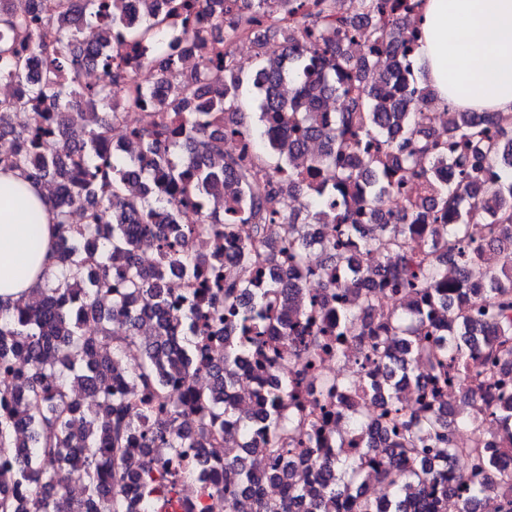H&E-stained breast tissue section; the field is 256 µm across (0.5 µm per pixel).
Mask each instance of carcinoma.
Wrapping results in <instances>:
<instances>
[{
  "label": "carcinoma",
  "mask_w": 512,
  "mask_h": 512,
  "mask_svg": "<svg viewBox=\"0 0 512 512\" xmlns=\"http://www.w3.org/2000/svg\"><path fill=\"white\" fill-rule=\"evenodd\" d=\"M418 2L138 0L135 14L127 0H31L30 9L0 0V81L15 86L0 99V168L61 191L40 306L0 302V378L19 381L16 394L0 388V512H27L21 491L39 512H161L184 480L211 499L205 512H448L450 494L461 512H478L491 494L512 512V388L499 370L512 367V116L447 104L442 128L426 125L435 93L406 54L422 39ZM183 38L201 55L190 72L177 54ZM244 38L254 48L257 132L241 118L233 45ZM84 68L104 79L82 83ZM286 81L293 93L282 99L274 89ZM331 97L336 120L326 126L320 102ZM144 108L133 150L113 152L112 129ZM26 111L32 123L17 124ZM227 112L254 142L248 160L224 151ZM303 136L322 150L304 154ZM308 169L321 180H305ZM413 186L428 196L382 221L386 200ZM183 207L198 223H180ZM313 224L337 226L322 245L324 271L338 275L329 287L364 275L347 253L356 240L394 257L380 288L355 310L318 298L291 324L240 315L245 300L308 293L300 281L274 280L264 296L249 285L274 260L264 250L272 227L301 268ZM226 235L243 242L235 256H224ZM196 236L213 249H190ZM143 244L156 254L148 271L136 261ZM489 251L495 262L464 304L448 266L463 275ZM172 274L185 284L174 302L164 288ZM387 293L394 308L376 323ZM146 319L156 333L142 342ZM350 339L365 343L380 383L321 374L324 358L349 359ZM213 341L224 344L217 359L207 355ZM130 344L141 356L126 363ZM251 361L303 374L258 394L242 416L227 397ZM421 363L431 398L456 378L497 391L486 412L504 447L486 445L464 386L445 408L405 406L401 390L419 381ZM311 372L319 411L340 391L384 411L349 414L336 447H323L298 393ZM117 379L146 399L114 389ZM230 420L241 452L207 482L195 462L208 461ZM460 426L474 447H454ZM304 462L319 471L313 486L295 480ZM371 471L385 486L381 507L361 491ZM262 480L281 495H261Z\"/></svg>",
  "instance_id": "cac0c4a2"
}]
</instances>
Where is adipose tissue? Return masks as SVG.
<instances>
[{
  "mask_svg": "<svg viewBox=\"0 0 512 512\" xmlns=\"http://www.w3.org/2000/svg\"><path fill=\"white\" fill-rule=\"evenodd\" d=\"M418 76L439 104L474 112H512V0H422ZM41 219L42 245L28 246L30 213ZM45 187L0 172V300L43 287L55 230Z\"/></svg>",
  "mask_w": 512,
  "mask_h": 512,
  "instance_id": "1",
  "label": "adipose tissue"
}]
</instances>
